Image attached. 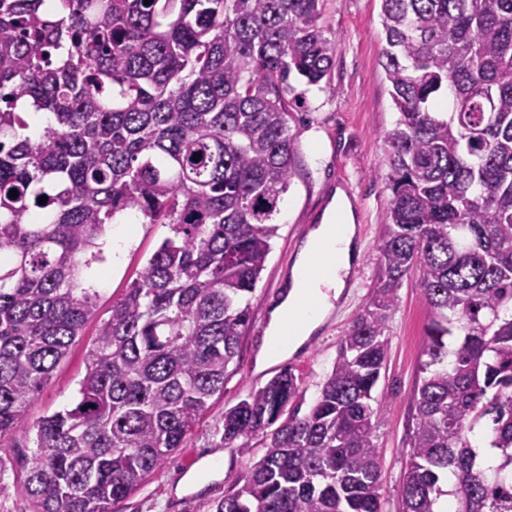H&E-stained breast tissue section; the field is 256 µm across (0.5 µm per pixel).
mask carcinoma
<instances>
[{"label": "carcinoma", "mask_w": 512, "mask_h": 512, "mask_svg": "<svg viewBox=\"0 0 512 512\" xmlns=\"http://www.w3.org/2000/svg\"><path fill=\"white\" fill-rule=\"evenodd\" d=\"M319 2L62 0L59 18L0 0V438L95 314L83 272L106 225L170 229L100 323L78 401L35 425L32 512H112L224 391L299 151L290 77L320 85L336 51ZM381 16L398 119L373 293L308 414L286 413L283 367L216 419L217 447L265 452L214 512H382L373 392L412 275L428 361L402 512L445 496L512 512V0H381ZM21 101L55 123L16 133ZM488 415L491 475L470 440Z\"/></svg>", "instance_id": "carcinoma-1"}]
</instances>
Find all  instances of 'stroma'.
I'll list each match as a JSON object with an SVG mask.
<instances>
[{
    "instance_id": "1",
    "label": "stroma",
    "mask_w": 512,
    "mask_h": 512,
    "mask_svg": "<svg viewBox=\"0 0 512 512\" xmlns=\"http://www.w3.org/2000/svg\"><path fill=\"white\" fill-rule=\"evenodd\" d=\"M322 13L324 25L336 35L330 81L320 88L299 80L294 83L296 93L304 99L302 107L293 108L289 121L290 132L299 144L298 158L274 218L278 234L250 296L251 319L240 340L237 368L225 379L223 394L213 397L210 414L200 421L184 448L165 458L133 494L113 505L112 512H209L211 504L261 458L264 448L258 438L249 440L244 448L218 447L215 419L224 407L237 403L250 389L263 386L276 374V366L256 367L269 313L287 285L302 242L319 224L337 190L351 192L354 205L364 210V218L357 224L360 259L349 288L331 315L300 349L284 359L300 383L301 412H308L318 397L342 337L374 286L390 196L384 134L398 117L381 67L386 49L381 0H323ZM129 218L135 232L120 264L107 258L87 272L98 292L95 314L51 380L27 404L23 424L0 439V512H30L14 457L35 453L34 425L39 419L73 405L100 322L108 318L113 300L124 294L169 234L167 225L145 223L141 214L133 212ZM427 322L419 285L416 279H408L389 315L390 348L386 370L376 388L382 401L374 420V443L382 461L383 512H401L402 479L416 423L414 395L422 377Z\"/></svg>"
}]
</instances>
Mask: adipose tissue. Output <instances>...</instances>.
<instances>
[{"instance_id":"ef3b65f1","label":"adipose tissue","mask_w":512,"mask_h":512,"mask_svg":"<svg viewBox=\"0 0 512 512\" xmlns=\"http://www.w3.org/2000/svg\"><path fill=\"white\" fill-rule=\"evenodd\" d=\"M356 242L352 215L343 195H336L303 241L288 289L270 311L259 364L296 351L323 323L348 285Z\"/></svg>"}]
</instances>
